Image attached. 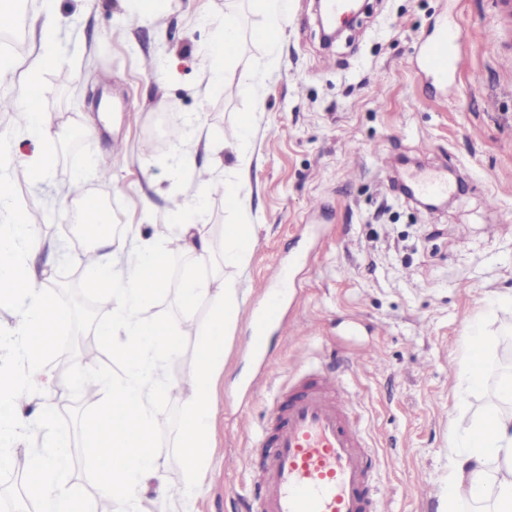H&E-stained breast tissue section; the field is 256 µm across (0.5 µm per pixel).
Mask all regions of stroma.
<instances>
[{
    "mask_svg": "<svg viewBox=\"0 0 512 512\" xmlns=\"http://www.w3.org/2000/svg\"><path fill=\"white\" fill-rule=\"evenodd\" d=\"M276 46L257 34L256 0H173L151 20L132 0H58L60 66L44 75L41 108L72 131L93 122L96 137L61 140L53 178L43 189L14 180L18 208L38 213L46 283L71 294L66 347L49 353L65 408L57 424L82 437L98 408L71 386L82 343L111 312L91 310L78 255L86 239L67 233L62 195L71 187L105 198L115 225L143 234L173 221L197 178L214 184L199 224L253 227L245 270H225L244 290L228 339L215 400L216 427L205 482L193 512H237L248 494L249 457L279 385L331 363L359 404L361 426L379 462L378 512H435L448 466V437L459 416L498 406L501 378L512 373V78L499 69L512 54L489 45L494 0H367L351 31L333 46L319 35L314 0H287ZM240 29L220 84L209 81L210 49L226 11ZM462 31L465 65L440 81L421 65L422 45L446 25ZM276 54L278 68L263 64ZM199 119L185 144L190 176L175 166L164 117ZM252 121L251 163L241 205L224 183L236 162L243 118ZM112 179L76 181L88 159ZM444 168L463 184L447 210L430 212L401 193L412 172ZM297 258L295 288L283 305L287 334L270 333L255 350L250 316L258 286L279 261ZM489 335L484 384L459 376L466 329ZM194 338L166 369L160 405L166 425L156 452L170 487L183 481L178 421L181 384L195 369Z\"/></svg>",
    "mask_w": 512,
    "mask_h": 512,
    "instance_id": "35a3bbf8",
    "label": "stroma"
}]
</instances>
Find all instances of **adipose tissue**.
Wrapping results in <instances>:
<instances>
[{
	"label": "adipose tissue",
	"instance_id": "adipose-tissue-1",
	"mask_svg": "<svg viewBox=\"0 0 512 512\" xmlns=\"http://www.w3.org/2000/svg\"><path fill=\"white\" fill-rule=\"evenodd\" d=\"M58 24L57 0H41L39 48L26 69H19L13 57L0 56V82L18 72L23 75L16 109L38 144L36 151L21 157L13 153L8 137L0 135V309L16 315L9 330H0V349L11 352L9 360L0 361V468L23 476L29 493L40 502V512H91L90 503L73 490V440L68 431L56 427L55 406L45 400L30 408L22 401L23 396L55 388L46 362L49 338L71 320L55 289L46 287L35 271L41 246L37 224L9 203L15 169H22L34 188L47 183L52 174L51 147L58 132L32 99L41 91L43 74L63 61ZM211 191V182L198 181L180 219L149 238L135 226L121 236L112 235V220L100 200L88 192L77 198L83 226L93 229L95 258L84 286L112 304L111 322L97 325L95 334L124 367L122 377L99 378L108 395L86 433V445L95 454L99 490L115 502L116 512H132V504L154 483L162 503L176 494L191 500L208 466L225 340L243 299L241 288L223 272L228 266H246L251 231L247 224L226 225L221 246H214L205 225L194 221ZM167 241L176 242L192 259L191 271L177 280L184 315L148 320L143 308L172 279V256L163 247ZM203 299L208 300L209 311L198 319L193 311ZM189 329L195 336L197 366L189 381L191 398L179 422L185 478L173 494L164 483L155 440L164 424L159 405L170 387L166 367L180 354ZM29 439L33 449L19 451V444ZM445 482L441 512H458L463 499L487 503V512H512V413L479 418L461 437H450Z\"/></svg>",
	"mask_w": 512,
	"mask_h": 512
}]
</instances>
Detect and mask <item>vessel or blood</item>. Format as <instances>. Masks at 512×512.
<instances>
[{
	"mask_svg": "<svg viewBox=\"0 0 512 512\" xmlns=\"http://www.w3.org/2000/svg\"><path fill=\"white\" fill-rule=\"evenodd\" d=\"M459 27L446 28L422 48V64L440 80L462 65ZM290 286L277 265L252 315L253 344L262 347L269 329L283 330L282 300ZM354 402L335 372L322 367L301 376L292 394L276 393L250 459L254 492L245 512H372L374 451L355 421Z\"/></svg>",
	"mask_w": 512,
	"mask_h": 512,
	"instance_id": "b4317fda",
	"label": "vessel or blood"
}]
</instances>
